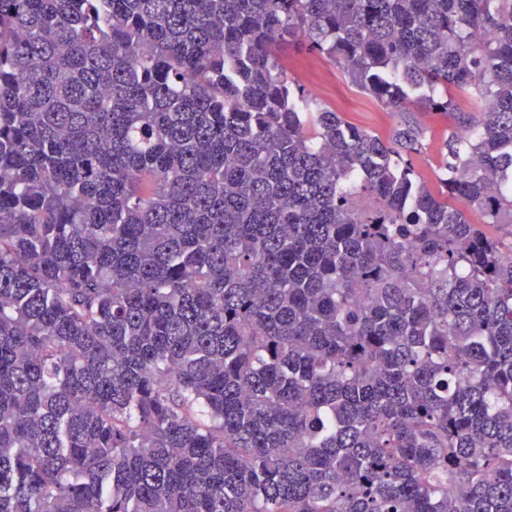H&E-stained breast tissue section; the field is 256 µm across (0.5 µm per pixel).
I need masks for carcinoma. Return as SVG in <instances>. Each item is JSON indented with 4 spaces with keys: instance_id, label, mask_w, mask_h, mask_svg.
I'll return each mask as SVG.
<instances>
[{
    "instance_id": "obj_1",
    "label": "carcinoma",
    "mask_w": 512,
    "mask_h": 512,
    "mask_svg": "<svg viewBox=\"0 0 512 512\" xmlns=\"http://www.w3.org/2000/svg\"><path fill=\"white\" fill-rule=\"evenodd\" d=\"M506 179L512 0H0V512H512ZM281 62L291 82L302 85L320 105L336 109L344 119L364 130L387 136L404 120L418 124L424 133L422 147L413 155V162L427 186L437 191L438 148L447 133L445 123L422 110L404 115L388 112L374 98L349 84L339 64L331 63L305 49L286 46L282 51Z\"/></svg>"
}]
</instances>
